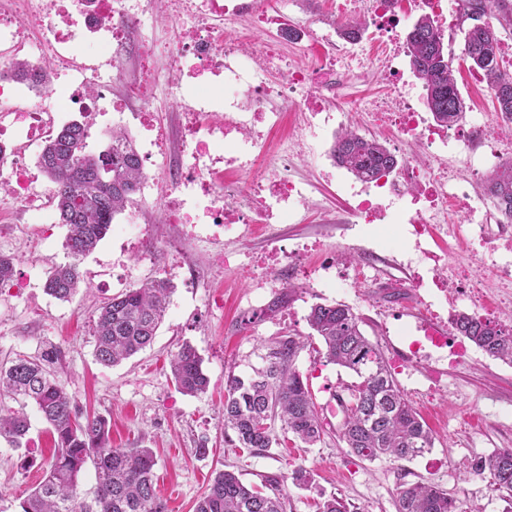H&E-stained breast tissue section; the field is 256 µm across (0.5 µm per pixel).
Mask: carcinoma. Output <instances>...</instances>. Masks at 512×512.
Instances as JSON below:
<instances>
[{
  "mask_svg": "<svg viewBox=\"0 0 512 512\" xmlns=\"http://www.w3.org/2000/svg\"><path fill=\"white\" fill-rule=\"evenodd\" d=\"M474 21L463 30L462 57L486 82L496 110L512 118V73L500 69L501 39L494 22L512 21L509 0H462L460 22ZM407 56L425 87V103L433 118L451 123L463 118L466 103L453 77V57L433 18L421 15L406 33ZM45 64L16 68L20 80L47 81ZM112 136L123 148L98 156L88 151V134L79 123L63 125L39 155V165L56 184L55 203L60 223L67 227L65 248L70 261L51 270L45 292L68 301L83 280L80 264L105 238L116 215L134 201L144 171L128 134ZM332 157L355 176L366 177L396 164L381 141L347 129L335 138ZM485 191L500 213L512 220V158L493 169ZM174 284L159 277L129 288L102 305L94 320V356L103 365H116L151 344L167 312ZM311 329L324 346L327 362L345 368L359 382L349 388L341 440L348 452L369 461L410 460L429 452L434 436L396 385L388 364L360 327L359 317L345 304H316L308 315ZM452 328L491 357L512 363V330L476 315L460 313ZM306 347L299 336H283L265 346L262 365L246 377H233L224 397V429L232 444L252 452L265 451L276 439L272 422L306 445L323 432L309 385L296 365ZM61 351L48 349L34 357H18L0 366V396L36 406L49 425L54 454L44 479L20 500L19 512H169L155 484L153 453L148 448H114L109 422L102 415L82 414L69 398L63 380L52 366ZM171 374L185 395L206 392L210 379L202 358L185 343L172 356ZM30 428L24 410L0 413V439L15 448ZM95 484L84 490L78 482L87 465ZM487 476L494 490L512 508V449H499L466 465ZM397 512H460L448 493L428 483L396 488ZM194 512H284L280 481L269 478L262 487L244 483L232 471L216 473L198 497Z\"/></svg>",
  "mask_w": 512,
  "mask_h": 512,
  "instance_id": "carcinoma-1",
  "label": "carcinoma"
}]
</instances>
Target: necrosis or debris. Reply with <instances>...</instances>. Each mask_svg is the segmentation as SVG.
Here are the masks:
<instances>
[{
  "mask_svg": "<svg viewBox=\"0 0 512 512\" xmlns=\"http://www.w3.org/2000/svg\"><path fill=\"white\" fill-rule=\"evenodd\" d=\"M164 6L172 21L174 38L160 43L144 17ZM266 0H0V179L9 182V203L35 216L50 209L47 191L40 182L37 150L43 136L54 125L77 118L90 137L111 140L108 111H125L126 100L141 105L134 118L141 133L150 134L153 156L168 157L169 189L161 207L167 223L194 226L212 224L231 229L237 224H272L299 213L306 201L302 181L279 176L260 161L269 153L268 134L281 123L280 112L268 102L278 97L295 100L307 85L318 92L335 91L340 78L362 66L353 52L331 55L324 37L305 34L301 23L287 30L295 40L300 58L291 60L274 52L246 25L262 15ZM404 9L403 0H346L350 14L380 19L378 38L388 59L405 53L404 45L389 29ZM36 28L38 46L26 40L27 28ZM134 43L143 58L138 73L125 74L122 50ZM248 46L260 63V71L275 69L284 79L276 85L245 74L240 67L241 46ZM56 63L57 76L72 90L65 104L46 106L42 86L16 80L18 63H35L44 57ZM167 80L171 95L194 88L192 102L178 140H170L152 103L160 80ZM121 82L125 95L104 108L99 96H88L91 88H111ZM223 87L220 95L208 94L210 85ZM370 123L394 127L399 140L412 139L427 149L444 150L450 143L482 142L489 129L512 128V119L496 116L493 121L462 119L443 126L432 122L419 100L397 88L390 96L361 105ZM232 167L249 177L248 207L224 201V169ZM353 205L350 216L357 224L408 222L416 242L455 238L457 227L448 212L461 198L458 178L446 162L430 166L403 162L370 178L350 184ZM468 237L482 270L488 271L501 290L512 289V225L488 234L476 208H468ZM428 269L436 289L455 281L467 289L480 288L469 270L449 261L444 250L423 248L417 261Z\"/></svg>",
  "mask_w": 512,
  "mask_h": 512,
  "instance_id": "obj_1",
  "label": "necrosis or debris"
}]
</instances>
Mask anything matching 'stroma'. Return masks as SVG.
<instances>
[{
	"mask_svg": "<svg viewBox=\"0 0 512 512\" xmlns=\"http://www.w3.org/2000/svg\"><path fill=\"white\" fill-rule=\"evenodd\" d=\"M437 23L455 57L458 88L471 117H493L494 102L486 84L462 61L463 36L457 28L460 0H447ZM393 85L374 69H363L347 94L320 97L308 88L307 98L321 99L334 112L351 113L350 127L389 143L391 131L366 124L353 111L352 98H382ZM334 136L326 132L298 157L275 162L283 176L308 184L303 222L271 225L265 230L239 227L231 237L211 238L207 226L196 233L181 224L159 222L160 201L143 206L142 216L127 223L118 215L106 237L86 256L80 270L88 285L70 301L45 293L43 284L55 266L68 263L65 226L37 224L21 208H12L9 223H0V253L16 256L10 285L0 288V364L19 356H35L48 344L63 355L61 377L74 404L101 414L111 423L116 448H149L157 460V490L171 512H193L196 499L220 470L258 484L276 476L284 481L285 512H316L324 498L344 500L350 512H396L399 484L425 482L448 492L462 512H503L505 503L487 480L465 472L464 461L512 448V364L472 348L467 363L449 364L416 330L426 310L409 288L406 255L413 239L401 224H372L351 230L336 180L323 171L333 168L329 150ZM294 243L312 245L306 260L319 266L336 247L349 245L345 265L373 256L377 269L371 283L349 288H310L288 265H280L277 285H257L255 261ZM238 255L240 270L220 261L224 252ZM170 277L175 291L151 347L116 366L94 357L92 316L96 309L157 277ZM348 305L361 329L377 344L405 397L435 435L433 448L413 460L369 461L351 455L340 439L343 419L337 396L346 394L356 376L326 362L323 346L312 337L307 316L318 303ZM293 334L307 338L296 364L306 377L320 411L323 434L308 446L285 439L274 426L278 445L262 453L234 448L221 425L224 395L232 377L246 376L260 365L265 344ZM190 343L203 359L210 378L207 393L192 397L175 386L169 360L181 344ZM28 443L14 448L0 441V512H18L19 498L44 478L53 452L52 438L34 405H27ZM483 424L471 429L470 413ZM207 441L208 454L196 453ZM298 468L312 481L299 488L291 482Z\"/></svg>",
	"mask_w": 512,
	"mask_h": 512,
	"instance_id": "obj_1",
	"label": "stroma"
}]
</instances>
